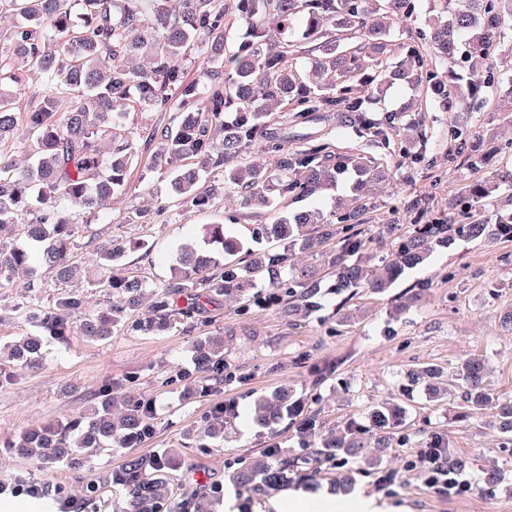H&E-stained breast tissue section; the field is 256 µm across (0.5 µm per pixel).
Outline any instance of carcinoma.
<instances>
[{"label": "carcinoma", "mask_w": 512, "mask_h": 512, "mask_svg": "<svg viewBox=\"0 0 512 512\" xmlns=\"http://www.w3.org/2000/svg\"><path fill=\"white\" fill-rule=\"evenodd\" d=\"M427 37L434 56L457 63L460 46L469 56L485 58L512 24V0H428ZM416 0H0L16 22L0 30V141L24 124L36 149L32 165L18 169L0 156V231L23 225V239L0 238V276L19 268L37 277L32 253L60 280L71 275L70 257L78 226L58 209L65 199L74 207L91 208L124 191L127 170L138 156L135 139L116 122L117 106L127 111L147 107L170 112L168 124L147 134L156 142L155 159L168 166L182 164L173 179V191L198 207L211 195L199 187V171L209 163L235 159L254 143L276 157V173L259 164L239 165L227 174L244 206L264 198L272 177L280 193L293 200L309 198L331 187L338 176L351 173L353 191L387 180L384 163L355 151L330 152L326 144L304 148L288 146L268 132L270 112L256 103V92L266 101L284 104L301 123L311 112L344 110L358 124H375L369 93L394 82L416 86L422 81L424 59L414 46H397L391 39L395 20L414 12ZM233 16L246 26L247 38L231 57L234 76L202 68L199 78L185 80L179 62L197 51L210 61L224 58L225 21ZM300 29L301 40L313 53L309 80L290 64L300 45L290 39ZM150 48L152 66H128V60ZM43 78L40 101L20 112V95L30 77ZM116 146L105 157L97 148L100 137ZM43 206L29 216L31 197ZM363 210L359 207L335 214L336 223L324 221L320 211H294L275 224H258L254 241L277 242L283 249L260 251L230 232L228 225H202L201 244L183 247L174 275L153 294L140 328L157 333L178 320L190 319L201 299L211 295H243L257 281L285 287L288 301L281 312L297 320L309 313L321 280L311 268L296 266L292 247L313 246L305 229L321 224L323 235L337 237L341 246L333 260L336 292L359 288L365 270L348 257L364 248ZM453 225L445 219L417 224L398 248L380 257L381 274L369 281L373 291L392 287L405 270L423 264L436 246L451 241ZM472 239L512 238V213L495 224L474 221L462 226ZM141 243L111 241L98 248L99 264L108 271L100 283L121 297L124 305L84 317L79 333L88 340H104L122 327L124 307L141 306L143 282L119 272L114 263ZM188 288L203 293L173 312V304ZM83 297L67 292L58 298L57 310L32 313L41 332L25 336L14 345L10 358L34 369L40 366L44 337L71 333L70 312ZM194 361L202 378L221 380L224 344L207 337L195 341ZM456 386L463 402L474 411L497 408L508 418L502 432H512V403L500 399L487 384L480 359L460 362ZM298 411L292 394L281 388L254 402L252 422L268 426L288 412ZM400 407L380 406L369 413L375 430L383 432L399 421ZM153 430L149 403L128 399L120 418L112 415V392L102 386L98 403L86 414L64 425L26 429L12 450L51 469L81 457L85 460L106 450L128 448L120 468L104 487L123 494V512H162L170 496L180 489L165 457L132 451ZM200 436L224 440V411L216 410ZM364 442L354 432L330 433L320 439V457L364 456ZM288 457L268 449L267 460L236 471L232 481L242 493L276 490L288 481Z\"/></svg>", "instance_id": "obj_1"}]
</instances>
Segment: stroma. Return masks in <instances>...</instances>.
Returning <instances> with one entry per match:
<instances>
[{
    "instance_id": "1",
    "label": "stroma",
    "mask_w": 512,
    "mask_h": 512,
    "mask_svg": "<svg viewBox=\"0 0 512 512\" xmlns=\"http://www.w3.org/2000/svg\"><path fill=\"white\" fill-rule=\"evenodd\" d=\"M491 68L497 69L499 80L488 87L484 80ZM465 78L481 87L477 97L465 102L453 94L433 93L427 82L386 87L374 106L375 119H392L395 126L386 146L352 128L347 113L318 112L313 120L297 123L292 112L272 107L271 129L293 145L303 147L309 139L320 138L386 160L389 180L363 199L362 256L367 266L391 253L416 218L428 223L449 216L457 228L473 217L496 221L501 211L492 201L483 202L471 217L457 212L472 182H497L495 199L512 195V185L501 180L512 172V30ZM412 102L420 104L421 112L420 133L411 140L403 127L409 119L405 108ZM168 120V113L149 108L123 114L125 128L139 137L138 159L128 171L122 196L76 212L80 228L72 279L58 282L42 266L37 292L28 291L22 271L0 282V481L40 485L44 494L39 499L53 512L68 498L93 500L97 512H116L112 494L102 484L121 464L123 451H105L80 465L48 470L8 447L26 428L79 416L108 382L115 399L153 402L154 431L137 451L175 454V475L194 512H275L280 502L314 495L341 501L362 495L372 498L379 512H512V435L500 433L495 410L472 413L458 392L447 389L457 364L476 355L485 362L491 389L512 400V333L500 325L502 313L512 307L508 238L484 241L457 231L449 246L435 248L424 265L406 271L394 288L377 293L363 287L347 295L332 288L329 261L339 243L322 238L320 225L314 224L309 235L317 244L299 254L322 272L317 306L309 317L291 322L275 306L214 295L192 322L176 323L159 334L142 331V312L130 311L120 331L106 340L88 341L76 334L47 338L39 368L28 369L9 358L8 345L36 331L25 315L29 304L50 311L62 293L79 292L84 307L70 315L76 325L85 312L104 311L115 303L108 288L91 284L102 274L97 254L101 242L141 243V250L126 253L116 266L139 275L150 294L169 279L180 247L197 244L200 225L230 219L234 232L247 238L256 225L274 223L301 206L317 208L329 219L336 209L354 205L353 194L342 183L317 200L300 203L279 198L272 187L265 206L244 207L225 188V167L211 166L201 171L200 181L213 195L207 208H198L172 192L170 168L155 164L154 146L141 140L144 132ZM462 142L484 156L481 168L457 157ZM208 336L223 338L229 374L208 391L191 394L186 387L196 377L192 344ZM427 367L441 370L436 384L445 388V395H434L427 380L412 383V374ZM283 385L300 403V413L267 427L252 424L254 400ZM387 400L398 403L403 415L388 432L389 448L382 460L340 457L323 464L315 483L294 476L281 490L254 498L238 494L230 481L233 471L271 448L314 458L319 435L332 430L361 427L365 440L373 441L365 429L367 416ZM228 401L236 411L224 417L223 442L200 438L198 432L213 410ZM435 438L462 465L470 481L465 491L451 495L428 484L419 455ZM492 469L498 478L489 483L485 474ZM388 471L392 482L380 483ZM348 473L355 479L347 491H340ZM217 484L222 493H213ZM39 499L27 491L7 494L0 497V512H21Z\"/></svg>"
}]
</instances>
